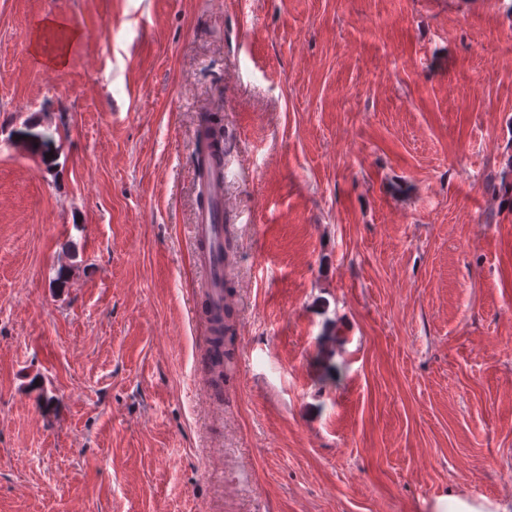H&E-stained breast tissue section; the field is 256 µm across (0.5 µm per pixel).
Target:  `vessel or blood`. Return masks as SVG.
I'll return each mask as SVG.
<instances>
[{
	"instance_id": "1",
	"label": "vessel or blood",
	"mask_w": 512,
	"mask_h": 512,
	"mask_svg": "<svg viewBox=\"0 0 512 512\" xmlns=\"http://www.w3.org/2000/svg\"><path fill=\"white\" fill-rule=\"evenodd\" d=\"M196 194L202 204L192 226L193 263L202 274L203 297L209 310L223 312L224 293V159L203 142L195 144Z\"/></svg>"
}]
</instances>
